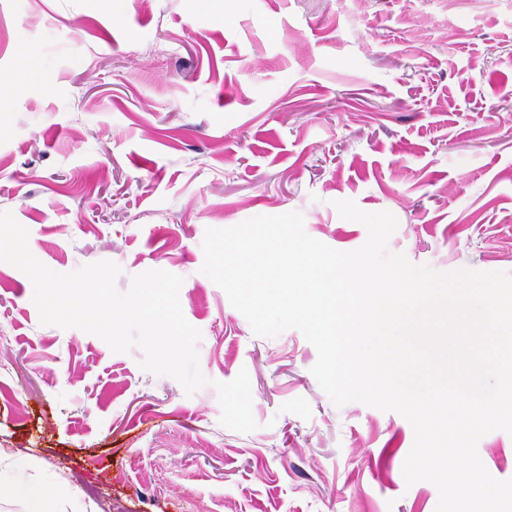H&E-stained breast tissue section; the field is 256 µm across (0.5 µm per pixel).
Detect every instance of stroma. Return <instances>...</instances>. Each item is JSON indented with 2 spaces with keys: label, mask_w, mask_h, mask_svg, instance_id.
<instances>
[{
  "label": "stroma",
  "mask_w": 512,
  "mask_h": 512,
  "mask_svg": "<svg viewBox=\"0 0 512 512\" xmlns=\"http://www.w3.org/2000/svg\"><path fill=\"white\" fill-rule=\"evenodd\" d=\"M338 200L392 213L414 265L512 275V0H0V212L54 272L181 276L208 380L185 394L140 348L41 324L0 262V480L77 487L61 512H436L403 476L411 424L336 407L302 333L255 335L201 271L206 229L261 215L360 248ZM243 368L247 434L214 387ZM477 451L512 479L511 434Z\"/></svg>",
  "instance_id": "35a3bbf8"
}]
</instances>
